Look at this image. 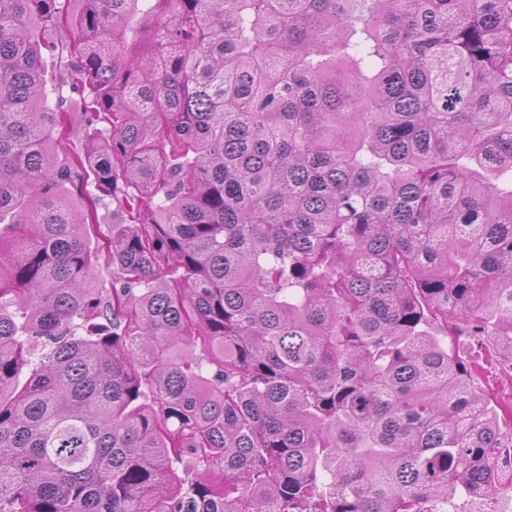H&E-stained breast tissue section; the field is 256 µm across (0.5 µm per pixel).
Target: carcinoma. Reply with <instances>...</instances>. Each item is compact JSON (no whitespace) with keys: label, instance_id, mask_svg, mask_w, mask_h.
Returning <instances> with one entry per match:
<instances>
[{"label":"carcinoma","instance_id":"carcinoma-1","mask_svg":"<svg viewBox=\"0 0 512 512\" xmlns=\"http://www.w3.org/2000/svg\"><path fill=\"white\" fill-rule=\"evenodd\" d=\"M140 2L0 0V512H488L512 0Z\"/></svg>","mask_w":512,"mask_h":512}]
</instances>
